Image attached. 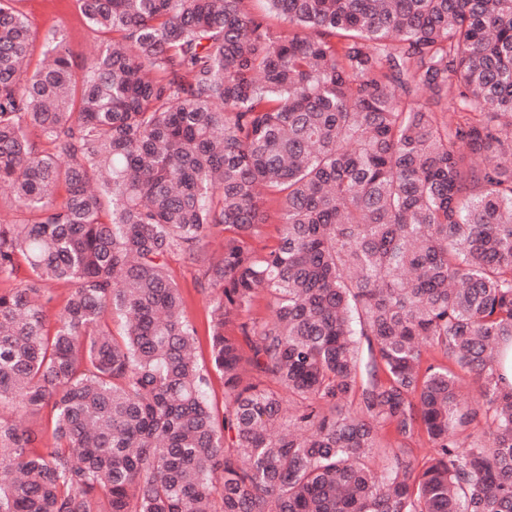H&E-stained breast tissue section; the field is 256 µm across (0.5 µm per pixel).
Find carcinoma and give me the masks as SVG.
Masks as SVG:
<instances>
[{"label":"carcinoma","instance_id":"1","mask_svg":"<svg viewBox=\"0 0 512 512\" xmlns=\"http://www.w3.org/2000/svg\"><path fill=\"white\" fill-rule=\"evenodd\" d=\"M16 2L0 512H512V0H78L80 77ZM169 269L181 288L185 301V315L197 329L196 356L198 363L203 367L210 368V308L208 297L198 286L194 269L187 266L181 257L173 256L169 261Z\"/></svg>","mask_w":512,"mask_h":512}]
</instances>
